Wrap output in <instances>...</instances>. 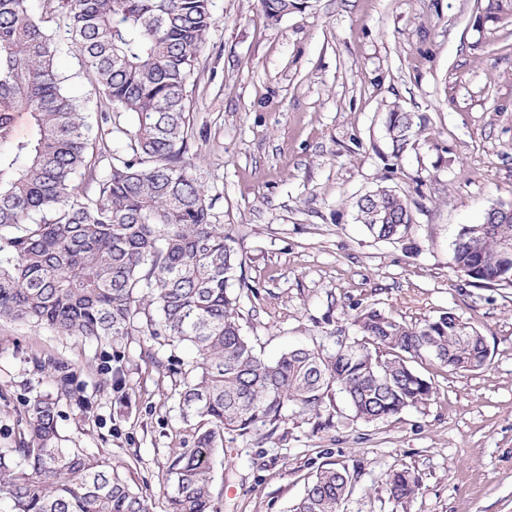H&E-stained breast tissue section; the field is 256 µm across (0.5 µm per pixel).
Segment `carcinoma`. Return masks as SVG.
Here are the masks:
<instances>
[{"label": "carcinoma", "mask_w": 512, "mask_h": 512, "mask_svg": "<svg viewBox=\"0 0 512 512\" xmlns=\"http://www.w3.org/2000/svg\"><path fill=\"white\" fill-rule=\"evenodd\" d=\"M28 2L0 0V318L119 343L144 314L192 349L180 411L193 446L173 452L166 512H216L213 458L229 435L263 428L271 437L288 409L316 414L335 387L353 419L376 422L431 400L432 381L417 366L486 365L485 337L451 311L410 325L365 310L355 318L359 339L262 357L240 324L242 259L224 225L213 223L205 185L185 158L186 86L215 24L210 0H66L69 44L94 91L131 115L129 125L107 128L128 154L109 156L95 197L76 183L94 159L87 113L66 90L56 35ZM262 4L274 20L297 8L296 0ZM482 12L486 22L512 18V0H484ZM21 112L31 129L24 139L15 135ZM387 128L397 156L421 125L395 105ZM357 209L380 240L404 238L412 223L407 200L387 187ZM508 243L512 214L488 212L462 227L453 268L485 287L512 286ZM28 426L23 447L0 451V500L10 512H151L105 461L60 445L54 402L36 400ZM354 482L347 467L325 463L292 512H341ZM388 489L404 504L419 479L397 470Z\"/></svg>", "instance_id": "obj_1"}]
</instances>
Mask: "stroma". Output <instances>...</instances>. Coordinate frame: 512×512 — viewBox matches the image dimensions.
Returning <instances> with one entry per match:
<instances>
[{"instance_id": "stroma-1", "label": "stroma", "mask_w": 512, "mask_h": 512, "mask_svg": "<svg viewBox=\"0 0 512 512\" xmlns=\"http://www.w3.org/2000/svg\"><path fill=\"white\" fill-rule=\"evenodd\" d=\"M297 3L274 22L262 0H211L187 86L192 171L243 257L244 335L272 359L357 336L367 309L412 325L451 310L490 356L475 371L427 367L435 396L388 419L353 420L334 391L273 437H234L214 458L215 505L289 512L336 461L356 477L342 512H512V287H473L451 265L461 228L512 204V23L481 24L484 0ZM58 62L96 123L110 105L82 57ZM395 103L422 126L398 156L385 124ZM380 185L410 204L405 240L355 219ZM189 359L142 318L117 345L2 319L0 450L26 443L27 409L51 399L62 447L100 456L165 512L168 460L192 444L179 409ZM404 467L420 489L401 506L386 481Z\"/></svg>"}]
</instances>
